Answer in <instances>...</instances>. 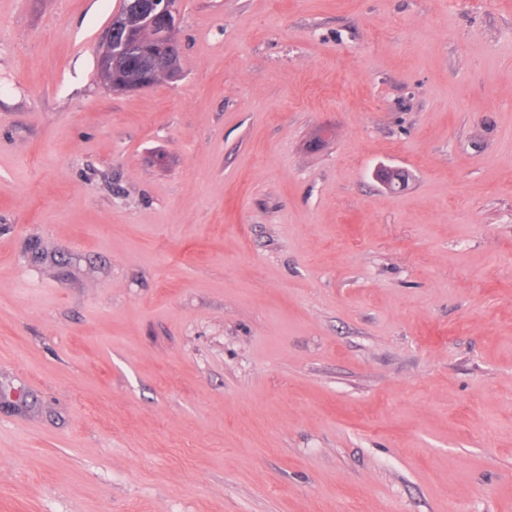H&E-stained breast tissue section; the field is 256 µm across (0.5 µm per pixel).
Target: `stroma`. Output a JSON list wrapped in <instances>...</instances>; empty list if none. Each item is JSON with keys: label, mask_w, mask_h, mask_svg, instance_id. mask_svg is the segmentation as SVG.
I'll return each mask as SVG.
<instances>
[{"label": "stroma", "mask_w": 512, "mask_h": 512, "mask_svg": "<svg viewBox=\"0 0 512 512\" xmlns=\"http://www.w3.org/2000/svg\"><path fill=\"white\" fill-rule=\"evenodd\" d=\"M120 3L0 0V512H512V0ZM159 1L128 0L125 7L122 9V4L121 10L113 15L108 37L98 52L97 65L111 90L112 87L120 92L149 88L153 85L154 69L155 84L175 76L166 72L176 70L180 59L176 39L180 1ZM139 57H148L150 63L142 66L132 80L126 81L123 71L127 62ZM152 61L160 63L166 72L160 65L153 69Z\"/></svg>", "instance_id": "35a3bbf8"}]
</instances>
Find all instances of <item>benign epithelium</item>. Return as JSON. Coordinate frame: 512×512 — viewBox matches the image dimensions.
<instances>
[{"label": "benign epithelium", "mask_w": 512, "mask_h": 512, "mask_svg": "<svg viewBox=\"0 0 512 512\" xmlns=\"http://www.w3.org/2000/svg\"><path fill=\"white\" fill-rule=\"evenodd\" d=\"M179 0H127L112 17L98 64L109 87L120 92L153 85V66L177 69L180 59L176 39Z\"/></svg>", "instance_id": "obj_1"}]
</instances>
